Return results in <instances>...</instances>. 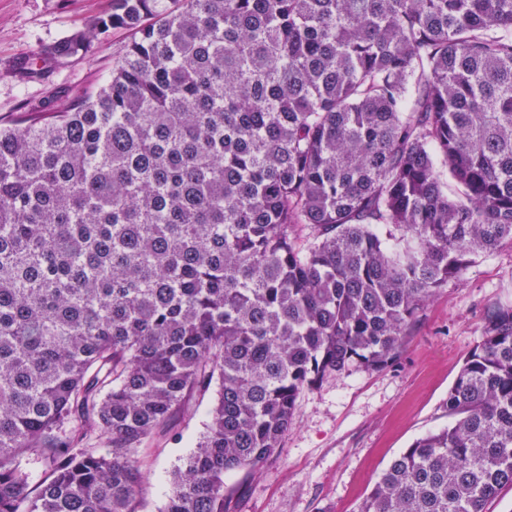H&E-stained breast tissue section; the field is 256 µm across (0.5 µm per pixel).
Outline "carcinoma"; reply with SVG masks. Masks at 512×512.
I'll return each instance as SVG.
<instances>
[{
	"mask_svg": "<svg viewBox=\"0 0 512 512\" xmlns=\"http://www.w3.org/2000/svg\"><path fill=\"white\" fill-rule=\"evenodd\" d=\"M175 2L110 0L48 50L131 31L107 81L0 127V512H140L141 449L211 389L161 512H228L302 391L512 243V0ZM447 405L357 512L512 487V304Z\"/></svg>",
	"mask_w": 512,
	"mask_h": 512,
	"instance_id": "obj_1",
	"label": "carcinoma"
}]
</instances>
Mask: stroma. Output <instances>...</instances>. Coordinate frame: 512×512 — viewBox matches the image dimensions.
I'll use <instances>...</instances> for the list:
<instances>
[{
    "label": "stroma",
    "instance_id": "stroma-1",
    "mask_svg": "<svg viewBox=\"0 0 512 512\" xmlns=\"http://www.w3.org/2000/svg\"><path fill=\"white\" fill-rule=\"evenodd\" d=\"M110 0H0V125L63 111L98 90L122 57L129 31L100 35L66 59L45 47L105 14ZM512 303V244L481 257L419 313L396 364L331 375L301 393L281 452L260 471L233 472L228 512H355L390 461L415 439L452 424L446 402L467 354L480 342L484 310ZM213 394L140 452L142 512H159L171 472L192 452Z\"/></svg>",
    "mask_w": 512,
    "mask_h": 512
}]
</instances>
